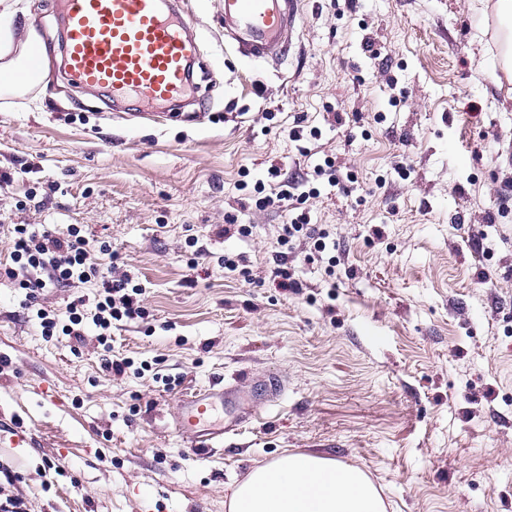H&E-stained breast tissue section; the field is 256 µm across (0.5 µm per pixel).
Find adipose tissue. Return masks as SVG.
<instances>
[{"label":"adipose tissue","instance_id":"1","mask_svg":"<svg viewBox=\"0 0 512 512\" xmlns=\"http://www.w3.org/2000/svg\"><path fill=\"white\" fill-rule=\"evenodd\" d=\"M231 512H385L359 469L312 455H288L256 468L232 492Z\"/></svg>","mask_w":512,"mask_h":512}]
</instances>
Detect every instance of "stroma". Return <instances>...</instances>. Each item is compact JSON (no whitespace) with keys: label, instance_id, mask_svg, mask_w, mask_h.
I'll use <instances>...</instances> for the list:
<instances>
[{"label":"stroma","instance_id":"stroma-1","mask_svg":"<svg viewBox=\"0 0 512 512\" xmlns=\"http://www.w3.org/2000/svg\"><path fill=\"white\" fill-rule=\"evenodd\" d=\"M190 2L197 92L176 110L69 80L54 0H0L1 28L49 46L42 83L0 94V264L9 225L75 224L111 242L147 311L102 344L99 280L47 288L45 309L87 303L83 341L46 336L0 276L7 494L27 512H229L256 467L310 454L361 469L386 512H512V77L479 37L494 16L300 0L289 53L245 66L223 0ZM327 159L336 183L304 205L326 249L282 243L287 207L249 185ZM235 381L254 417L199 460L179 401Z\"/></svg>","mask_w":512,"mask_h":512}]
</instances>
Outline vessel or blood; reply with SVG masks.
Wrapping results in <instances>:
<instances>
[{
	"label": "vessel or blood",
	"instance_id": "b4317fda",
	"mask_svg": "<svg viewBox=\"0 0 512 512\" xmlns=\"http://www.w3.org/2000/svg\"><path fill=\"white\" fill-rule=\"evenodd\" d=\"M67 36L65 69L79 83L107 89L113 99L149 103L190 96L189 66L197 41L186 0H59ZM298 18L297 0H224V37L252 64L285 53ZM243 386L186 393L175 415L189 448L217 451L230 428L218 418L230 406L248 411Z\"/></svg>",
	"mask_w": 512,
	"mask_h": 512
}]
</instances>
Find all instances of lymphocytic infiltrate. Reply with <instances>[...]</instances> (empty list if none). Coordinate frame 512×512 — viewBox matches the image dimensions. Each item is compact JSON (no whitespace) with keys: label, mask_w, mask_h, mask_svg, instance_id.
Wrapping results in <instances>:
<instances>
[{"label":"lymphocytic infiltrate","mask_w":512,"mask_h":512,"mask_svg":"<svg viewBox=\"0 0 512 512\" xmlns=\"http://www.w3.org/2000/svg\"><path fill=\"white\" fill-rule=\"evenodd\" d=\"M13 233L11 262L1 271L23 291L25 308L35 309L44 334L50 335L59 330L66 336H80L84 297H77L67 305L68 320L64 323L60 322L58 314L36 308L35 300L44 288L69 287L98 277L100 259L111 255V245L106 242L92 245L76 227L56 234L36 229L32 224H18L14 226ZM142 293L141 285L133 283L129 276L103 280L93 317L99 342H106L113 322L144 318L146 311L141 304Z\"/></svg>","instance_id":"f902f5d3"}]
</instances>
